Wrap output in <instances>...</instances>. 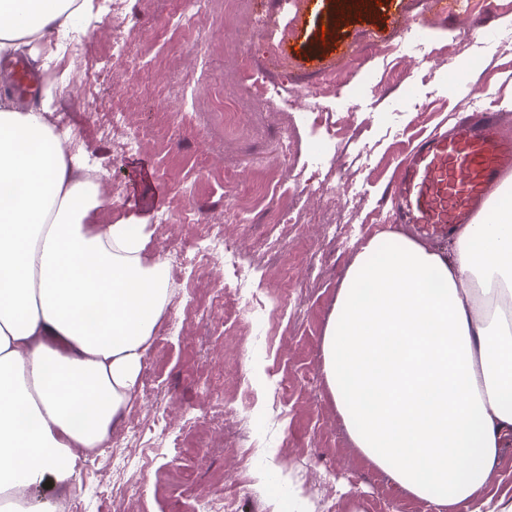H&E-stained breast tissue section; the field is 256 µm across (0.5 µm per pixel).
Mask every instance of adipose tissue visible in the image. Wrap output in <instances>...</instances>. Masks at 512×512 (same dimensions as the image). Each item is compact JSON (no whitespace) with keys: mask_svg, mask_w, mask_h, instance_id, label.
<instances>
[{"mask_svg":"<svg viewBox=\"0 0 512 512\" xmlns=\"http://www.w3.org/2000/svg\"><path fill=\"white\" fill-rule=\"evenodd\" d=\"M91 0H0V58L50 40ZM39 105L0 96V512L73 485L131 408L169 304L144 224L109 222ZM355 448L434 512H512L490 478L512 443V176L448 253L405 236L363 245L322 340Z\"/></svg>","mask_w":512,"mask_h":512,"instance_id":"obj_1","label":"adipose tissue"}]
</instances>
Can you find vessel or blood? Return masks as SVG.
Instances as JSON below:
<instances>
[{
  "mask_svg": "<svg viewBox=\"0 0 512 512\" xmlns=\"http://www.w3.org/2000/svg\"><path fill=\"white\" fill-rule=\"evenodd\" d=\"M498 103L459 118L451 133L422 139L383 196L403 223L449 235L472 223L490 192L512 173V136Z\"/></svg>",
  "mask_w": 512,
  "mask_h": 512,
  "instance_id": "b4317fda",
  "label": "vessel or blood"
}]
</instances>
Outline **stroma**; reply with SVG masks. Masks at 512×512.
<instances>
[{
  "label": "stroma",
  "instance_id": "stroma-1",
  "mask_svg": "<svg viewBox=\"0 0 512 512\" xmlns=\"http://www.w3.org/2000/svg\"><path fill=\"white\" fill-rule=\"evenodd\" d=\"M128 35L123 111L133 113L144 138L126 149L128 132L101 138L107 112L70 113L80 130L83 161L97 166L112 195L113 219L147 224L149 252L187 246L191 261L167 266L170 303L159 321L129 413L112 431L109 448L91 456L72 490L41 485L27 494L61 512L76 492L84 512H190L193 501L225 498L236 512H288V494L300 489L308 512H432L404 494L353 447L323 373L321 342L336 292L359 246L382 233H404L391 211L374 221L381 197L412 146L470 111L468 91L488 90L512 109V0L472 17L433 12L430 0H288L282 24L287 68L271 82L276 95L257 109L235 70L234 36L211 40L216 17L199 0L191 27H183L176 0H126ZM493 21L494 40L475 30ZM391 41L401 50L352 69L325 99L333 124L311 113L298 79L336 65L360 39ZM233 100L241 123L231 128L212 108ZM292 126V169L280 178L268 155L283 126ZM349 168L338 184V161ZM200 222L184 224L180 205ZM277 208L291 210L282 227ZM168 223H160V215ZM228 223L246 240L235 265H209L206 286L193 256L205 248L206 225ZM336 227L337 252L321 249L322 225ZM276 246L295 263L320 252L300 274L302 301L277 309L278 270L263 271L257 255ZM248 281L252 311L225 319L212 299L234 274ZM277 309L279 336L270 348L238 346L232 329L250 312ZM233 411L247 429L242 446L224 426ZM259 450L256 467L230 466L231 456Z\"/></svg>",
  "mask_w": 512,
  "mask_h": 512
}]
</instances>
